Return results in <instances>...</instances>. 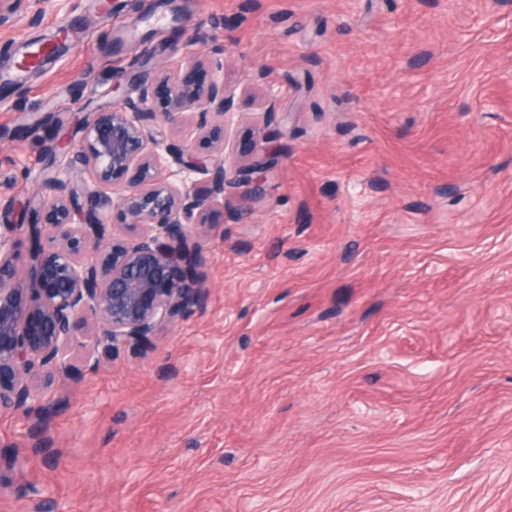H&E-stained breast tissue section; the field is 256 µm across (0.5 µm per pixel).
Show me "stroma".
Segmentation results:
<instances>
[{"mask_svg":"<svg viewBox=\"0 0 512 512\" xmlns=\"http://www.w3.org/2000/svg\"><path fill=\"white\" fill-rule=\"evenodd\" d=\"M100 3L0 0L19 273L52 142L175 54L248 90L233 185L200 304L0 410V512H512V0Z\"/></svg>","mask_w":512,"mask_h":512,"instance_id":"35a3bbf8","label":"stroma"}]
</instances>
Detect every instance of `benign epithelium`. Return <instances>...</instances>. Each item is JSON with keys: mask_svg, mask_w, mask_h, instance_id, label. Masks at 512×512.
<instances>
[{"mask_svg": "<svg viewBox=\"0 0 512 512\" xmlns=\"http://www.w3.org/2000/svg\"><path fill=\"white\" fill-rule=\"evenodd\" d=\"M205 66L207 80L199 77ZM135 91L133 97L116 89L123 107L95 113L72 146L88 173L81 194L58 178L46 184L48 242L32 225L28 279L17 277L16 240L0 233V409L28 412L33 380L49 368L68 370L79 326L91 328L83 356L97 364L118 346L146 345L200 301L176 271L191 273L203 263L193 236L224 208V133L241 91L224 79L221 56L174 59ZM159 118L188 134L176 142L157 138L152 126ZM198 140L212 150L210 159L196 154ZM114 193L133 229L125 240L112 235L100 212ZM81 196L96 208L78 222Z\"/></svg>", "mask_w": 512, "mask_h": 512, "instance_id": "7a95c632", "label": "benign epithelium"}]
</instances>
